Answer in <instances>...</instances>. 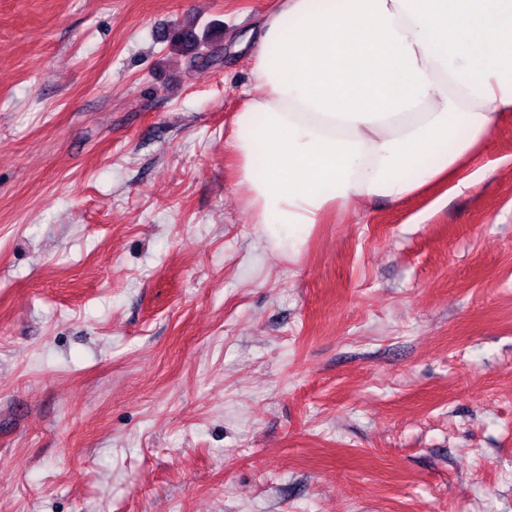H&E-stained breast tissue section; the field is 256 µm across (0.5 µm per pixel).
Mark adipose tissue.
Wrapping results in <instances>:
<instances>
[{"mask_svg": "<svg viewBox=\"0 0 512 512\" xmlns=\"http://www.w3.org/2000/svg\"><path fill=\"white\" fill-rule=\"evenodd\" d=\"M251 76L237 183L296 257L330 213L452 182L512 119V0H279Z\"/></svg>", "mask_w": 512, "mask_h": 512, "instance_id": "obj_1", "label": "adipose tissue"}]
</instances>
